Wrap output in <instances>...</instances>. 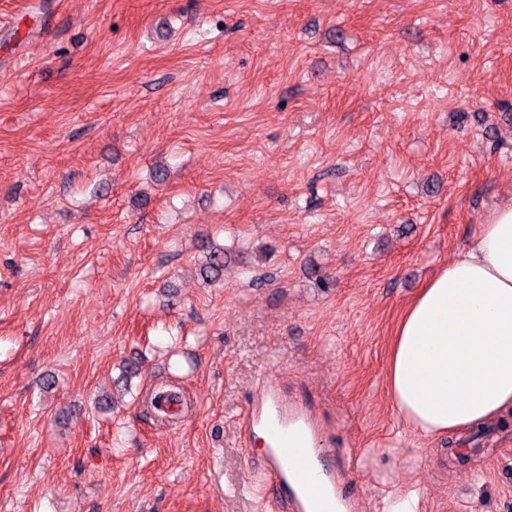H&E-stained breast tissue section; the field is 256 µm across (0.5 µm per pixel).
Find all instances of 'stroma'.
<instances>
[{
  "mask_svg": "<svg viewBox=\"0 0 512 512\" xmlns=\"http://www.w3.org/2000/svg\"><path fill=\"white\" fill-rule=\"evenodd\" d=\"M510 199L512 0H0V512H275L268 379L368 449L364 512H512V424L460 466L388 385ZM226 262V254L223 249L210 250L200 268L201 275L207 281H216L218 276L223 273Z\"/></svg>",
  "mask_w": 512,
  "mask_h": 512,
  "instance_id": "1",
  "label": "stroma"
}]
</instances>
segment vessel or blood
Instances as JSON below:
<instances>
[{"instance_id": "obj_1", "label": "vessel or blood", "mask_w": 512, "mask_h": 512, "mask_svg": "<svg viewBox=\"0 0 512 512\" xmlns=\"http://www.w3.org/2000/svg\"><path fill=\"white\" fill-rule=\"evenodd\" d=\"M241 427L262 436V488L279 512H357L348 483L350 474L362 468L365 451L349 452L342 465L327 463L322 424L309 405L288 400L276 383L267 382Z\"/></svg>"}]
</instances>
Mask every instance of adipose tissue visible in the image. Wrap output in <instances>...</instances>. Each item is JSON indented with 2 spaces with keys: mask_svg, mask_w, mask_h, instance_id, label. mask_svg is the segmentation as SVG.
I'll return each mask as SVG.
<instances>
[{
  "mask_svg": "<svg viewBox=\"0 0 512 512\" xmlns=\"http://www.w3.org/2000/svg\"><path fill=\"white\" fill-rule=\"evenodd\" d=\"M389 390L397 412L427 436L512 412L511 203L489 213L404 314Z\"/></svg>",
  "mask_w": 512,
  "mask_h": 512,
  "instance_id": "adipose-tissue-1",
  "label": "adipose tissue"
}]
</instances>
